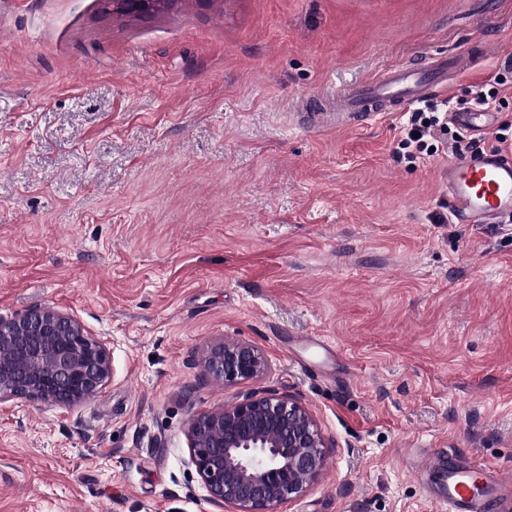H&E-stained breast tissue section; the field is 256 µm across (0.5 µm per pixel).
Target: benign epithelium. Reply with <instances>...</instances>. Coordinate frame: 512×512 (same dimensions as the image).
Segmentation results:
<instances>
[{
	"mask_svg": "<svg viewBox=\"0 0 512 512\" xmlns=\"http://www.w3.org/2000/svg\"><path fill=\"white\" fill-rule=\"evenodd\" d=\"M226 382L253 379L265 359L253 345L221 342L201 358ZM111 376L109 353L72 316L36 305L0 318V403L24 398L73 406ZM190 461L208 500L235 512H276L302 496L329 462V445L298 401L268 391L197 415L188 430Z\"/></svg>",
	"mask_w": 512,
	"mask_h": 512,
	"instance_id": "obj_1",
	"label": "benign epithelium"
}]
</instances>
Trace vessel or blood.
<instances>
[{
    "label": "vessel or blood",
    "mask_w": 512,
    "mask_h": 512,
    "mask_svg": "<svg viewBox=\"0 0 512 512\" xmlns=\"http://www.w3.org/2000/svg\"><path fill=\"white\" fill-rule=\"evenodd\" d=\"M478 54L430 58L422 64H402L371 79L334 89L315 100H296L299 123L315 131L344 130L376 120L387 112H402L428 102L448 89L450 78L468 70ZM451 120L474 132L486 130L492 113L474 109L454 112ZM444 183L452 199L451 214L461 224L512 222V155L486 151L449 163ZM415 472L436 473L428 488L443 512H512V500L495 497V490L512 486V478L468 461L457 463L445 451H428L412 460Z\"/></svg>",
    "instance_id": "1"
}]
</instances>
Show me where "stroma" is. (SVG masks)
Instances as JSON below:
<instances>
[{
	"label": "stroma",
	"instance_id": "stroma-1",
	"mask_svg": "<svg viewBox=\"0 0 512 512\" xmlns=\"http://www.w3.org/2000/svg\"><path fill=\"white\" fill-rule=\"evenodd\" d=\"M486 42L454 112L512 54V0H0V316L54 307L112 365L83 403L0 405V512H222L190 423L268 390L331 446L278 512H439L407 448L512 477V224L449 221L458 153L398 160L407 113L289 119ZM227 339L264 374L204 375Z\"/></svg>",
	"mask_w": 512,
	"mask_h": 512
}]
</instances>
